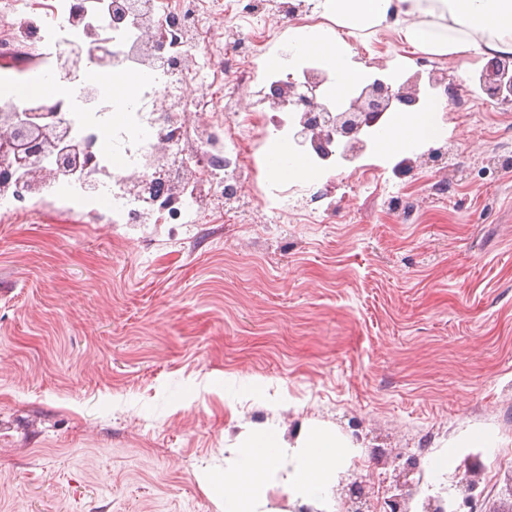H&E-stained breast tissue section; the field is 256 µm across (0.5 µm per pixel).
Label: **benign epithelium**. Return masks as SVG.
<instances>
[{
    "instance_id": "7a95c632",
    "label": "benign epithelium",
    "mask_w": 512,
    "mask_h": 512,
    "mask_svg": "<svg viewBox=\"0 0 512 512\" xmlns=\"http://www.w3.org/2000/svg\"><path fill=\"white\" fill-rule=\"evenodd\" d=\"M110 24L116 25L134 15L140 19L141 45L153 60L173 71L190 70L189 58L165 59L156 49L165 38L166 24L144 20L139 0H128L124 9L108 8ZM103 67L113 63L112 52L100 34L91 41L67 49L53 66V75L71 85L83 80L89 60ZM480 88L490 99L512 103V58L489 60L480 75ZM419 74L400 83L376 78L368 84L353 83L351 93L336 105L329 103L327 77L315 70L290 73L273 85L266 99L273 108L286 107L295 114L291 143L296 152H314L327 160L333 147L344 146L343 160L354 161L367 148L366 130L377 126L386 114L419 104ZM66 105L59 99H45L31 107L0 110V194H36L39 183L62 173L77 174L88 169L93 155L91 145L73 137L65 118ZM28 149L26 165L12 163L22 148ZM162 164L151 177H131L125 187L129 194L149 202L177 196L179 185L169 177L168 150L159 153Z\"/></svg>"
}]
</instances>
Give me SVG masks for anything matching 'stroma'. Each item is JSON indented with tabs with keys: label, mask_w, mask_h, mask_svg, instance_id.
Instances as JSON below:
<instances>
[{
	"label": "stroma",
	"mask_w": 512,
	"mask_h": 512,
	"mask_svg": "<svg viewBox=\"0 0 512 512\" xmlns=\"http://www.w3.org/2000/svg\"><path fill=\"white\" fill-rule=\"evenodd\" d=\"M348 41L365 80L425 65L448 87L442 161L358 159L401 196L342 173L314 224L253 203L231 224H110L46 193L0 223V512H221L243 432L313 425L357 446L326 510L272 480L266 512H351L355 482L366 512H512V465L490 467L512 454V108L480 91L483 59L385 28Z\"/></svg>",
	"instance_id": "1"
}]
</instances>
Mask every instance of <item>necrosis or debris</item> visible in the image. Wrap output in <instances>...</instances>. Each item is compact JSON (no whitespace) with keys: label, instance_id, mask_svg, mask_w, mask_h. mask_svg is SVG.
<instances>
[{"label":"necrosis or debris","instance_id":"necrosis-or-debris-1","mask_svg":"<svg viewBox=\"0 0 512 512\" xmlns=\"http://www.w3.org/2000/svg\"><path fill=\"white\" fill-rule=\"evenodd\" d=\"M73 0H53L50 7L38 15L28 11V0H0V61L14 60L26 43H36L43 57L56 58L82 35L79 27L69 20ZM222 0H153V12L160 18L177 16L179 25L163 43L160 53L165 57L196 58L198 67L193 76L200 83H221L226 72L224 46L212 35V19L223 9ZM148 84L135 88L125 101L121 119H113V101H103L90 109L83 105L77 88L62 86L61 92L69 105V117L76 131L92 146L95 162L92 175L98 184L96 196H89L81 183L63 178L58 185L71 209H92L97 201H107L108 219L113 224H127L132 211L149 213L148 204L130 197L124 189L126 169L148 175L147 163L161 138H168L171 151H178L183 138L196 144L193 162L198 168L196 179L185 186L177 200L167 203L169 220L178 224H195L203 216L201 203L211 200L214 209L211 220L222 219L224 184L237 181L242 171L253 178H262L266 161L256 153L258 142L270 134L290 139L293 119L291 112H241L233 94L227 93L209 100L185 96L184 77L163 68H149ZM166 98L176 104L175 110L155 109L156 99ZM206 113L207 118L195 127L180 120L188 111Z\"/></svg>","mask_w":512,"mask_h":512}]
</instances>
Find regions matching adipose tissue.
Masks as SVG:
<instances>
[{
	"mask_svg": "<svg viewBox=\"0 0 512 512\" xmlns=\"http://www.w3.org/2000/svg\"><path fill=\"white\" fill-rule=\"evenodd\" d=\"M314 17L338 27L328 36L316 25L303 24L289 50L299 57L318 58L333 83L331 102H338L361 74L352 61L345 33L393 29L412 50L454 60L476 56L512 57V0H312ZM448 101L438 97L414 111H406L380 132V152L400 153L434 136L438 118ZM271 177L279 182L317 180L304 156L290 154L285 142L270 148ZM353 443L335 431L311 427L294 442L274 431L255 432L236 447L237 458L224 475L220 494L224 512H257L261 491L269 476L282 473L281 485L289 501L325 502L336 472L353 453Z\"/></svg>",
	"mask_w": 512,
	"mask_h": 512,
	"instance_id": "1",
	"label": "adipose tissue"
}]
</instances>
